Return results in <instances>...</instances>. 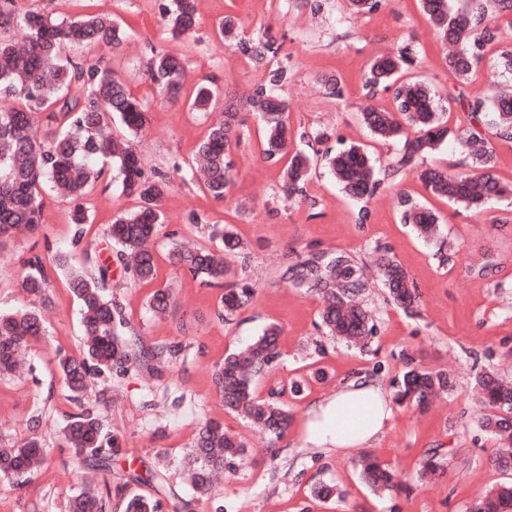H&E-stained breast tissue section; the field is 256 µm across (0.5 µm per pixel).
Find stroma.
<instances>
[{
  "instance_id": "obj_1",
  "label": "stroma",
  "mask_w": 512,
  "mask_h": 512,
  "mask_svg": "<svg viewBox=\"0 0 512 512\" xmlns=\"http://www.w3.org/2000/svg\"><path fill=\"white\" fill-rule=\"evenodd\" d=\"M166 3L23 0L24 8L59 19L106 10L123 22L128 39L121 48L91 45L71 55L79 62L107 61L148 103L151 122L133 144L145 173L163 174L172 189L162 203L164 222L153 244L158 272L150 283L138 281L122 265L107 234L115 214L137 205L135 197L123 192L118 175L99 181L85 196L88 222L80 229L72 222L70 201L46 191L42 235L18 236L0 245V312L30 307L21 287L26 274L21 260L49 244L70 266L91 262L107 267L122 282L111 295L122 308L127 336L174 347L176 353L157 376L135 368L95 376L85 404L97 408L119 450L111 471L91 470L72 456L62 436L78 407L65 398L57 361L59 354H78L83 325L77 301L62 277H54L50 300L41 308L46 334L32 344L27 371L0 379V446H18L35 436L49 454L33 473L0 483V512H65L68 499L88 487L97 490L105 512H124L125 498L154 495L160 475L167 479L162 512H180V501L188 499L193 512H301L305 507L310 512H467L477 495L512 481V472L490 463L498 442L480 428L472 393L474 376L485 367L512 381V198L472 210L430 196L418 168L468 169L459 143L451 140L417 157L413 169L384 186L361 224L358 203L326 166H318L304 194L289 195L283 165L265 159L259 119L249 114L232 156L230 189L224 200H213L201 184L186 179L212 115L163 98L144 69L153 46L183 55L189 82L209 79L223 92L246 94L261 69L216 34L224 16H235L246 34L265 32L279 44L275 61L287 67L288 80L278 93L295 132L308 139L327 133L325 145L334 150L363 145L377 168L384 169L401 146L372 138L361 123L365 105L394 107L391 93L365 97L361 75L369 61L404 44L415 45L420 55L414 75L426 79L443 100L459 87L470 97L487 95L504 81L494 65L496 50L486 51L473 82L462 87L448 73L419 0H384L370 15L352 13L348 0H197L198 23L179 40L167 30ZM330 78L341 80L343 97L328 94L324 83ZM404 194L438 214V239L425 241L400 223L398 199ZM195 213L203 223H191ZM214 225L230 226L246 246L245 256L228 260L229 281H247L254 290L251 303L225 320L217 316L222 288L201 284L167 260L168 252L182 244L212 246ZM378 248L390 249L407 270L418 301L413 311H404L387 303L382 286L373 284L367 300L376 333L364 348L351 347L318 329V298L291 287L281 273L310 252L339 249L362 264ZM164 287L171 288L174 304L158 317L147 301ZM272 322L283 330V357L260 383L259 395L301 376L310 383L304 398L291 404L294 420L286 436L271 448L261 433L225 410L213 371L225 354L247 345ZM405 352L423 366L447 370L451 385L426 412L394 407L390 428L371 450L405 478L408 489L375 493L359 479L361 449L324 454L302 448L306 412L356 375L392 386ZM210 419L241 435L247 455L231 477L216 482L197 501L183 472L200 423ZM432 448L439 449L444 467L426 479L421 461ZM319 482L335 484L339 497L312 501L310 488Z\"/></svg>"
}]
</instances>
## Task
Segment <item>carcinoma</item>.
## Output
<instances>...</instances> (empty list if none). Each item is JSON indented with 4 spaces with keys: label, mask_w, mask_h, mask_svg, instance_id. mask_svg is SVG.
Returning a JSON list of instances; mask_svg holds the SVG:
<instances>
[{
    "label": "carcinoma",
    "mask_w": 512,
    "mask_h": 512,
    "mask_svg": "<svg viewBox=\"0 0 512 512\" xmlns=\"http://www.w3.org/2000/svg\"><path fill=\"white\" fill-rule=\"evenodd\" d=\"M423 12L441 40L448 45L445 64L463 84L468 83L482 62L485 50L502 41L505 32L500 24L512 16V0H468L459 11L449 0H420ZM166 19L171 36L178 39L191 33L197 22L195 0H170ZM16 27L27 32V44L19 50L2 35ZM235 17L226 15L217 35L236 42L241 52L257 63L276 56L280 46L265 36L243 39L238 34ZM126 38L122 26L107 12L84 14L76 19H57L40 11L24 10L19 0H0V95L21 101V106L0 112V245L22 227L30 234L44 224L43 190L53 184L60 195L75 203L73 222L85 224L88 215L81 203L85 194L106 173L116 168L123 190L140 200L138 209L115 215L108 235L129 259L134 276L141 282L156 278V257L152 241L163 224L162 202L170 190L169 181L158 175H145L141 159L129 141L106 133L112 119L119 120L130 136L142 133L150 122L145 103L126 87L123 78L112 68L70 61L66 49L75 45L103 44L119 48ZM418 61V51L409 45L396 53L371 60L363 73V84L371 93L393 91L395 111L368 106L361 112L362 122L374 138L381 141L402 139L403 125L416 128L418 135L404 140L396 163L377 177L370 154L352 144L335 154L324 156L328 168L344 192L364 203L357 213L359 223L367 221L368 203L388 180H394L412 166L415 157L435 150L447 139L459 141L470 160L468 173H450L429 167L419 172V179L432 195L465 208H481L493 200L512 196V186L492 173L496 150L492 142L475 130L486 108H492L493 124L501 138L512 139V85L497 87L487 100L475 96L466 100L463 118L457 128L442 119V106L431 87L417 77L404 73ZM184 59L178 53L151 55L145 75L158 92L170 101L180 100ZM287 77V69L278 66L262 71L245 98V106L257 114L263 129V154L266 159L284 162L285 186L291 192L302 189L311 175L314 156L303 150H290L292 132L286 102L276 94ZM216 96L213 82L199 84L189 99L190 108L205 112ZM43 112L57 113L62 130L37 135L34 126ZM242 117L229 107L224 119L212 124L200 143L195 162L203 165L206 192L215 200L224 199L231 184V155L239 146L238 127ZM400 221L413 226L418 236L430 240L439 228L438 216L407 196L399 198ZM211 236L222 247L175 248L169 253L173 266L187 269L194 277L209 284L224 279L226 255L242 250V240L227 227L213 228ZM65 270L69 287L83 315L84 340L77 356H62L58 371L71 401L81 403L82 395L92 385L95 375L113 369L142 368L159 370L172 355L163 346L142 350L124 337V325L118 304L104 294L107 269L103 267H67L62 255L52 257ZM374 265L389 301L406 310L414 309L418 291L406 269L389 251L376 250ZM28 275L21 287L30 297L32 307L0 313V377L12 375L18 368V356L29 344L45 335V327L36 305L49 302L52 282L45 258L34 255L27 260ZM288 280L296 288L320 295L325 305L319 312L318 327L326 334L348 344L363 346L373 335L375 324L364 305L369 287L358 263L346 252H315L288 267ZM253 289L246 285H229L220 297L219 315L232 314L246 307ZM171 305V292L159 288L149 300L150 309L163 316ZM282 330L268 324L245 349L230 353L215 366L214 380L224 400V408L264 431L270 440H279L287 432L292 413L282 401L285 393L303 398L305 385L293 381L270 390L268 397L256 395V384L271 374L280 363ZM479 404L485 413L480 426L497 436L500 447L491 458L498 470H512V384L490 370L475 377ZM448 372L425 368L409 355L397 381L395 399L401 405L425 407L433 398L448 392ZM64 439L74 457L93 470L108 472L112 462V445L103 433L100 416L89 408L69 416ZM246 456L244 443L224 426L209 420L202 424L189 453L187 474L194 492L200 496L212 487L214 474L234 467ZM46 457V448L33 437L20 447L0 448V481H12L30 472ZM362 482L374 492H390L405 487L400 476L366 454L358 464ZM162 502L143 495L126 500L124 512H161ZM68 512H104L103 501L92 488L74 496ZM467 512H512V483L499 484L475 498Z\"/></svg>",
    "instance_id": "cac0c4a2"
}]
</instances>
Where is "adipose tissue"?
<instances>
[{
	"label": "adipose tissue",
	"mask_w": 512,
	"mask_h": 512,
	"mask_svg": "<svg viewBox=\"0 0 512 512\" xmlns=\"http://www.w3.org/2000/svg\"><path fill=\"white\" fill-rule=\"evenodd\" d=\"M393 410L386 390L355 377L312 405L302 434L305 445L344 453L375 443L390 427Z\"/></svg>",
	"instance_id": "1"
}]
</instances>
